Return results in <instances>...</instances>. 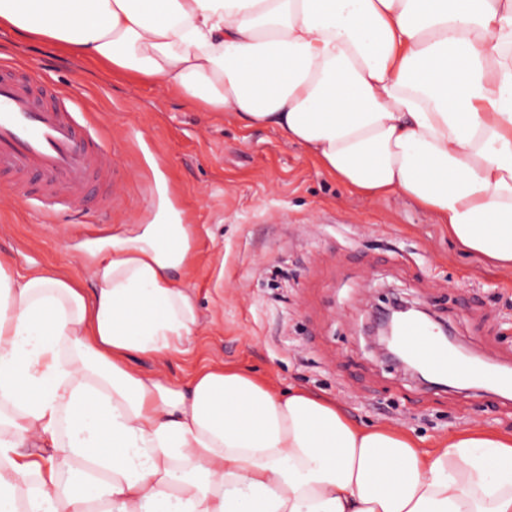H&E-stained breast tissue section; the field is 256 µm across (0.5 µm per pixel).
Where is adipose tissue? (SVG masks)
Returning <instances> with one entry per match:
<instances>
[{"instance_id":"ef3b65f1","label":"adipose tissue","mask_w":512,"mask_h":512,"mask_svg":"<svg viewBox=\"0 0 512 512\" xmlns=\"http://www.w3.org/2000/svg\"><path fill=\"white\" fill-rule=\"evenodd\" d=\"M1 29L275 127L512 271V0H0ZM192 244L180 223L113 236L89 292L0 258V512H512V436L425 449L221 364L131 368L193 338Z\"/></svg>"}]
</instances>
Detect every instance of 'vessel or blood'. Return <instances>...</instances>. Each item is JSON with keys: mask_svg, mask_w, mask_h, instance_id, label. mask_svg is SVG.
I'll list each match as a JSON object with an SVG mask.
<instances>
[{"mask_svg": "<svg viewBox=\"0 0 512 512\" xmlns=\"http://www.w3.org/2000/svg\"><path fill=\"white\" fill-rule=\"evenodd\" d=\"M118 182L109 142L80 102L38 69L1 63L0 186L53 215L106 210ZM396 343L434 377L512 390V373L475 369L420 323H403Z\"/></svg>", "mask_w": 512, "mask_h": 512, "instance_id": "1", "label": "vessel or blood"}]
</instances>
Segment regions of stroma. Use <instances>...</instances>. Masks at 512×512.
<instances>
[{"mask_svg": "<svg viewBox=\"0 0 512 512\" xmlns=\"http://www.w3.org/2000/svg\"><path fill=\"white\" fill-rule=\"evenodd\" d=\"M0 59L46 67L78 91L112 139L124 178L110 210L44 216L0 190V256L92 288L89 249L172 203L194 228L186 279L201 323L189 352L136 368L185 382L222 363L334 400L354 421L396 425L432 445L478 423L512 433V396L486 387H424L382 362L362 335L392 288L430 306L466 349L512 370V273L467 256L434 213L398 195H352L301 146L270 127L200 112L160 81L102 76L50 43Z\"/></svg>", "mask_w": 512, "mask_h": 512, "instance_id": "stroma-1", "label": "stroma"}]
</instances>
